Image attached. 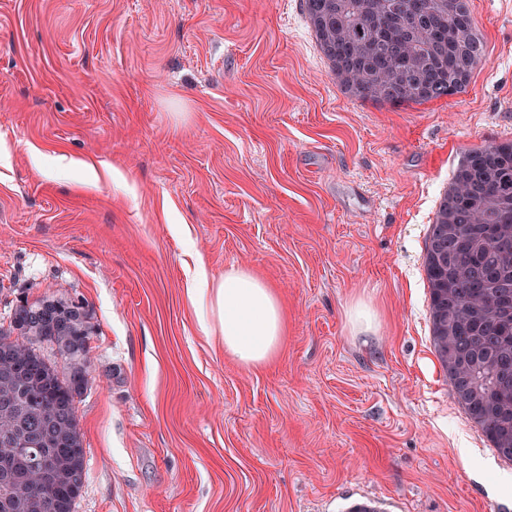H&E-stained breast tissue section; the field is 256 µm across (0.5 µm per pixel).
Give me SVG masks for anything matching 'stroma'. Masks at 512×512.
<instances>
[{
    "label": "stroma",
    "instance_id": "obj_1",
    "mask_svg": "<svg viewBox=\"0 0 512 512\" xmlns=\"http://www.w3.org/2000/svg\"><path fill=\"white\" fill-rule=\"evenodd\" d=\"M470 8L465 92L391 106L344 93L302 0H0V328L85 306L76 512H512L423 268L462 151L512 140V0ZM232 265L286 305L268 367L189 297Z\"/></svg>",
    "mask_w": 512,
    "mask_h": 512
}]
</instances>
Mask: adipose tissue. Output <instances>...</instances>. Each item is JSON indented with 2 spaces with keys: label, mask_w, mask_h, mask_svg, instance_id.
<instances>
[{
  "label": "adipose tissue",
  "mask_w": 512,
  "mask_h": 512,
  "mask_svg": "<svg viewBox=\"0 0 512 512\" xmlns=\"http://www.w3.org/2000/svg\"><path fill=\"white\" fill-rule=\"evenodd\" d=\"M213 322L211 335L247 368H261L278 354L286 335V317L276 289L245 266L225 268L207 288Z\"/></svg>",
  "instance_id": "1"
}]
</instances>
